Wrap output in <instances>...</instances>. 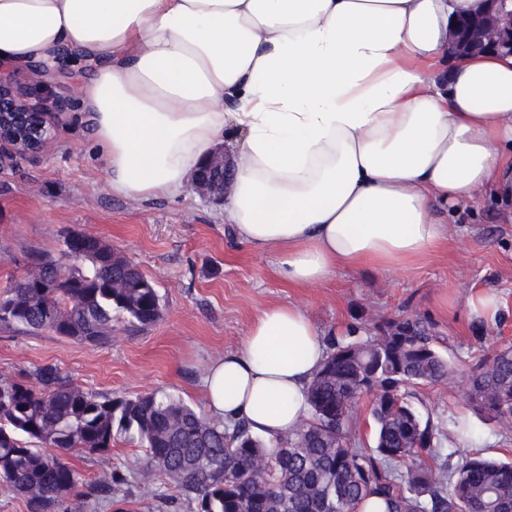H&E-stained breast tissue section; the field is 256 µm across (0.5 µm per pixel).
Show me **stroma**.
Returning <instances> with one entry per match:
<instances>
[{
    "label": "stroma",
    "instance_id": "obj_1",
    "mask_svg": "<svg viewBox=\"0 0 512 512\" xmlns=\"http://www.w3.org/2000/svg\"><path fill=\"white\" fill-rule=\"evenodd\" d=\"M61 68L64 78L48 85L38 84L29 65L9 69L30 104L61 96L68 105L37 154L0 161V291L24 274L31 255L58 253L63 235L76 230L102 238L135 263L154 282L163 311L149 326L114 321L111 338L97 345L0 324V377L19 379L53 366L105 397L164 390L202 413L208 365L240 348L263 309L290 303L327 334L356 324L370 336L381 319L420 316L443 336L454 376L409 388L411 402L436 421L474 419L464 395L468 375L480 360L512 345V223L501 221L490 201L459 205L447 221V242L408 269L340 270L322 285L291 288L273 275L272 252L235 239L223 204L202 197L192 184L143 201L112 194L80 94L91 73L70 55ZM475 288L495 292L500 318L471 316ZM479 428V440L447 430L441 443L461 455L480 451L512 461V428L493 422ZM143 459L142 449L121 441L105 458L72 452L67 461L80 483L69 506H83L89 485L112 477L115 496L126 499L131 512H162L174 488L162 478L143 479Z\"/></svg>",
    "mask_w": 512,
    "mask_h": 512
}]
</instances>
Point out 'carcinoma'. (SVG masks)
Instances as JSON below:
<instances>
[{
  "label": "carcinoma",
  "mask_w": 512,
  "mask_h": 512,
  "mask_svg": "<svg viewBox=\"0 0 512 512\" xmlns=\"http://www.w3.org/2000/svg\"><path fill=\"white\" fill-rule=\"evenodd\" d=\"M66 266L40 253L0 300V323L50 331L80 343L112 336L122 317L143 326L161 317L153 281L102 239L64 236ZM366 339L352 328L329 338L308 386L309 416L268 441L243 421L207 418L167 393L114 400L65 380L52 366L25 379L0 378V483L28 512H57L79 483L65 454L106 457L121 439L144 449L142 476L165 477L200 512H357L378 496L387 512H512V462L456 456L440 428L407 400L408 386L446 382L452 369L438 337L414 317L383 319ZM374 393V447L351 446L352 409ZM467 399L478 416L512 423V346L481 360Z\"/></svg>",
  "instance_id": "obj_1"
}]
</instances>
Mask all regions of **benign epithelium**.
Masks as SVG:
<instances>
[{"instance_id":"obj_1","label":"benign epithelium","mask_w":512,"mask_h":512,"mask_svg":"<svg viewBox=\"0 0 512 512\" xmlns=\"http://www.w3.org/2000/svg\"><path fill=\"white\" fill-rule=\"evenodd\" d=\"M488 7L469 22L465 36L454 31L450 51L456 58L482 52L512 55V10L507 0H486ZM67 102L58 99L54 110L27 104L7 78L0 74V154L9 149L16 154H31L40 150L41 135L52 130L50 116L59 114ZM194 189L215 202L224 201L229 184L224 146L214 149L192 177Z\"/></svg>"}]
</instances>
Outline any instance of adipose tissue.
<instances>
[{
	"mask_svg": "<svg viewBox=\"0 0 512 512\" xmlns=\"http://www.w3.org/2000/svg\"><path fill=\"white\" fill-rule=\"evenodd\" d=\"M484 0H0V63L76 53L113 194H178L228 149L224 221L288 286L402 268L447 239L448 205L512 208V56L448 54ZM273 304L203 378L212 415L262 438L308 413L327 357Z\"/></svg>",
	"mask_w": 512,
	"mask_h": 512,
	"instance_id": "obj_1",
	"label": "adipose tissue"
}]
</instances>
